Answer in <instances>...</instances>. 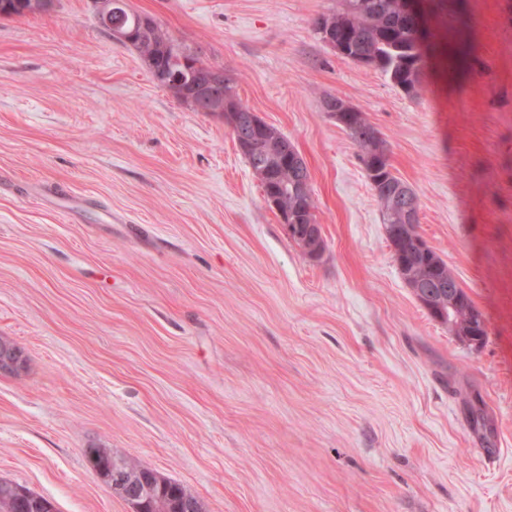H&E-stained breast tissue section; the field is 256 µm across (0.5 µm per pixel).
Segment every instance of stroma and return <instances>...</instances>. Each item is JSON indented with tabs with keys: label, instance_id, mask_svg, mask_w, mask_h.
I'll return each instance as SVG.
<instances>
[{
	"label": "stroma",
	"instance_id": "stroma-1",
	"mask_svg": "<svg viewBox=\"0 0 512 512\" xmlns=\"http://www.w3.org/2000/svg\"><path fill=\"white\" fill-rule=\"evenodd\" d=\"M305 158L307 258L222 119L153 81L92 0L0 18V479L128 512L111 448L204 512H512V0H436L457 72L417 95L340 57L336 0H126ZM337 97L385 137L418 231L483 314L459 341L404 283Z\"/></svg>",
	"mask_w": 512,
	"mask_h": 512
}]
</instances>
